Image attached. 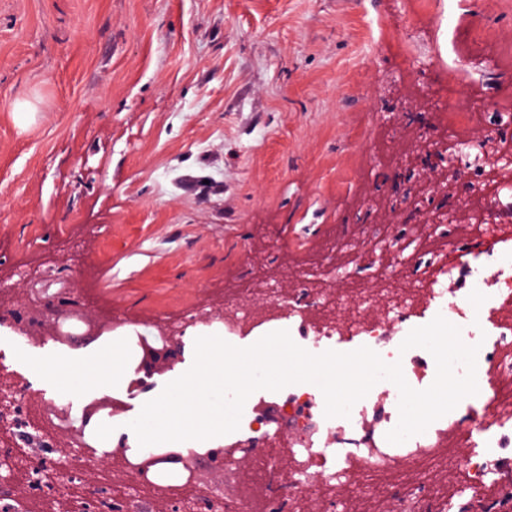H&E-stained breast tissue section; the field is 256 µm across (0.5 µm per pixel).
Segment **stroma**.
Segmentation results:
<instances>
[{"label":"stroma","mask_w":512,"mask_h":512,"mask_svg":"<svg viewBox=\"0 0 512 512\" xmlns=\"http://www.w3.org/2000/svg\"><path fill=\"white\" fill-rule=\"evenodd\" d=\"M493 48L470 77L512 98V0H0V273L18 300L61 281L88 311L150 336L224 302L243 264L281 271L336 225L378 209L389 117L437 134L447 64ZM34 119L20 123L18 104ZM288 236L290 251L264 241ZM53 341L0 325V386L62 390ZM111 460L75 474L109 496Z\"/></svg>","instance_id":"1"}]
</instances>
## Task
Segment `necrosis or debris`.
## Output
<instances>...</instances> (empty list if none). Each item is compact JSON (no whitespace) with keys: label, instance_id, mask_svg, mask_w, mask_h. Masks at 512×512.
<instances>
[{"label":"necrosis or debris","instance_id":"4bbe7bcc","mask_svg":"<svg viewBox=\"0 0 512 512\" xmlns=\"http://www.w3.org/2000/svg\"><path fill=\"white\" fill-rule=\"evenodd\" d=\"M467 69L457 58L448 64V135L424 128L411 157L448 161L475 134L492 148L476 153L473 175L425 196L396 195L402 223L338 227L297 265L289 297L266 287V271H251L227 290L223 326L225 341L235 342L284 320L304 349L368 347L385 362H400L407 383L423 390L435 375L428 351L400 345L412 329L442 316L459 327L464 344L479 347L478 394L400 444L386 438L399 421L400 399L387 380L346 417H325L316 386L261 402L236 434L224 436L227 469L236 468L243 445L252 447L251 476L235 499H212L211 512H300L319 489L329 493V512H349L351 501L372 499L387 476L395 479L392 512H512V173L492 160L496 153L512 154V127L479 126L482 93L463 81ZM408 158L396 157L399 173H407ZM462 196L471 205L466 238H458L453 225L427 223V215L452 213ZM423 222L426 235L415 234ZM391 248L404 263L374 266L373 256ZM476 296L483 302L478 312L469 304ZM375 302L383 304L385 318L372 316ZM15 395L1 426L48 448L61 441L73 446L77 427L62 414L61 402L45 398L33 408L26 385ZM284 452L290 458L285 468ZM443 457L458 477L446 493L432 478Z\"/></svg>","mask_w":512,"mask_h":512}]
</instances>
